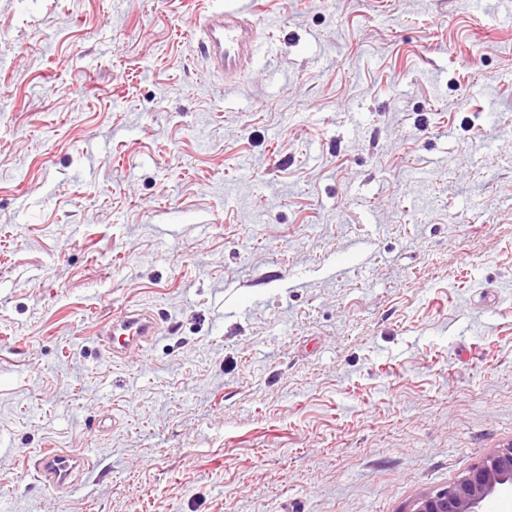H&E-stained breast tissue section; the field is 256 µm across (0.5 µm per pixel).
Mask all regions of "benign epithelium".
I'll use <instances>...</instances> for the list:
<instances>
[{
	"label": "benign epithelium",
	"mask_w": 512,
	"mask_h": 512,
	"mask_svg": "<svg viewBox=\"0 0 512 512\" xmlns=\"http://www.w3.org/2000/svg\"><path fill=\"white\" fill-rule=\"evenodd\" d=\"M512 487V442L495 448L448 487L421 495L410 512H483L486 500Z\"/></svg>",
	"instance_id": "1"
}]
</instances>
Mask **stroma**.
<instances>
[{
	"mask_svg": "<svg viewBox=\"0 0 512 512\" xmlns=\"http://www.w3.org/2000/svg\"><path fill=\"white\" fill-rule=\"evenodd\" d=\"M208 2L0 0V512H409L512 442V0H251L233 82ZM210 2L205 14L192 22L194 32L212 69L232 76L252 59L259 25L250 7L225 6L223 0ZM158 332L159 324L152 313L126 308L105 320L95 335L114 357H119L149 343ZM36 477L57 496L68 494L90 470L88 458L60 448L42 450L34 460Z\"/></svg>",
	"mask_w": 512,
	"mask_h": 512,
	"instance_id": "1",
	"label": "stroma"
}]
</instances>
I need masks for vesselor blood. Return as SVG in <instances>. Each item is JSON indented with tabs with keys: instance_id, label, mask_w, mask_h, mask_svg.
I'll return each instance as SVG.
<instances>
[{
	"instance_id": "1",
	"label": "vessel or blood",
	"mask_w": 512,
	"mask_h": 512,
	"mask_svg": "<svg viewBox=\"0 0 512 512\" xmlns=\"http://www.w3.org/2000/svg\"><path fill=\"white\" fill-rule=\"evenodd\" d=\"M198 44L214 71L235 75L255 49L258 23L251 8L226 6L211 0L209 9L193 22ZM159 332L156 317L142 308H127L112 314L96 334L113 356L142 347ZM36 477L55 495L68 494L88 473L90 462L84 455L60 448L40 451L34 460Z\"/></svg>"
}]
</instances>
